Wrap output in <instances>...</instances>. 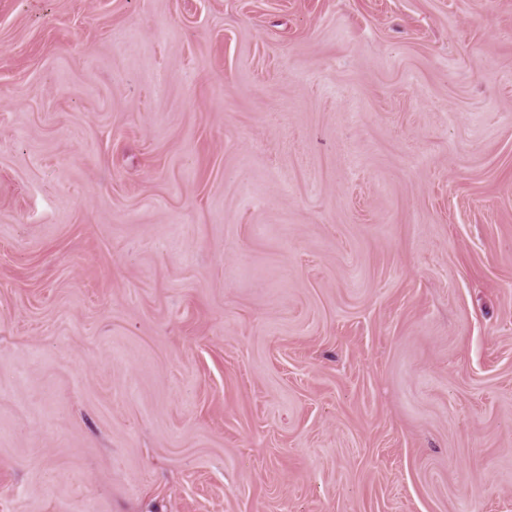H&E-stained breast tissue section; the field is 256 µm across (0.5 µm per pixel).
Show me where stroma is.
I'll list each match as a JSON object with an SVG mask.
<instances>
[{
    "label": "stroma",
    "instance_id": "obj_1",
    "mask_svg": "<svg viewBox=\"0 0 512 512\" xmlns=\"http://www.w3.org/2000/svg\"><path fill=\"white\" fill-rule=\"evenodd\" d=\"M0 512H512V0H0Z\"/></svg>",
    "mask_w": 512,
    "mask_h": 512
}]
</instances>
